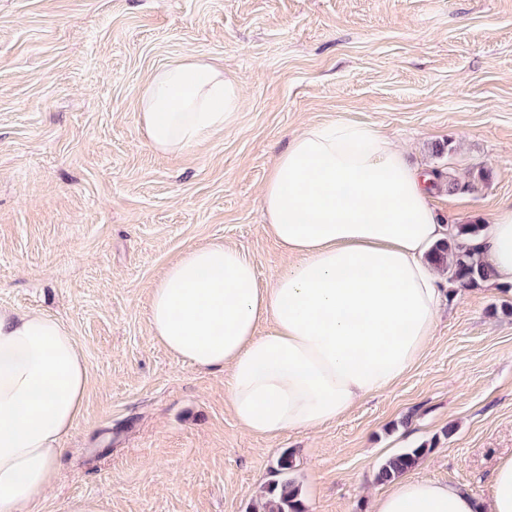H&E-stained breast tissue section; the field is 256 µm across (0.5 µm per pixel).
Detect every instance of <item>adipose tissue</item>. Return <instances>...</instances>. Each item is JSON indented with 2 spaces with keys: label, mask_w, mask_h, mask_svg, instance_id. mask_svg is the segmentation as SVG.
<instances>
[{
  "label": "adipose tissue",
  "mask_w": 512,
  "mask_h": 512,
  "mask_svg": "<svg viewBox=\"0 0 512 512\" xmlns=\"http://www.w3.org/2000/svg\"><path fill=\"white\" fill-rule=\"evenodd\" d=\"M239 82L186 57L155 71L138 100L160 154L233 125ZM432 177L381 130L307 126L262 188L266 232L294 261L260 283L253 261L220 242L172 260L150 288V325L172 355L226 372L227 401L248 433L274 438L336 422L398 383L431 342L441 307L430 249L446 236ZM493 279L512 284V205L480 239ZM88 370L70 330L42 312L0 309V512H25L57 477L82 414ZM372 512H512V457L488 500L425 477L393 480Z\"/></svg>",
  "instance_id": "ef3b65f1"
}]
</instances>
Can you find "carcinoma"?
<instances>
[{"label":"carcinoma","mask_w":512,"mask_h":512,"mask_svg":"<svg viewBox=\"0 0 512 512\" xmlns=\"http://www.w3.org/2000/svg\"><path fill=\"white\" fill-rule=\"evenodd\" d=\"M480 224H457L448 232V239L435 245L430 258L448 282L467 288L488 280V266L479 248L472 244L480 232ZM426 448H411L388 457L380 466L377 481L385 483L415 468ZM293 456L285 453L277 461L262 496L257 512H306L300 490L293 477Z\"/></svg>","instance_id":"obj_1"}]
</instances>
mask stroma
Returning a JSON list of instances; mask_svg holds the SVG:
<instances>
[{"label":"stroma","instance_id":"1","mask_svg":"<svg viewBox=\"0 0 512 512\" xmlns=\"http://www.w3.org/2000/svg\"><path fill=\"white\" fill-rule=\"evenodd\" d=\"M188 56L222 65L243 106L164 156L138 98ZM339 120L442 173V223H489L512 205V0H0V307L60 320L89 373L55 485L28 512L84 497L108 512H254L286 452L307 512H371L380 465L419 446L415 475L487 496L512 457V284L447 286L397 385L273 439L236 423L223 373L152 335L149 288L187 248L224 242L263 283L290 263L262 187L300 129Z\"/></svg>","mask_w":512,"mask_h":512}]
</instances>
